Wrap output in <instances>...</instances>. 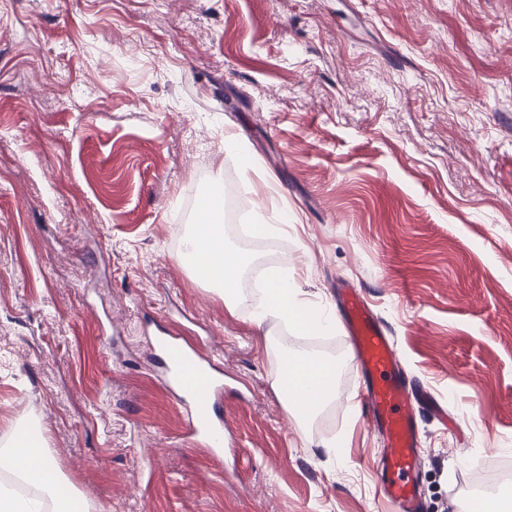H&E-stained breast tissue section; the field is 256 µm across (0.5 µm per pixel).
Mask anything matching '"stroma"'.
Segmentation results:
<instances>
[{
    "label": "stroma",
    "instance_id": "35a3bbf8",
    "mask_svg": "<svg viewBox=\"0 0 512 512\" xmlns=\"http://www.w3.org/2000/svg\"><path fill=\"white\" fill-rule=\"evenodd\" d=\"M217 183L232 244L243 190L288 223L257 266L388 325L441 405L416 416L425 512H465L512 459V0H0V444L38 422L93 512H386L343 330L228 311L180 262ZM155 320L222 363L223 455ZM270 338L344 361L308 430Z\"/></svg>",
    "mask_w": 512,
    "mask_h": 512
}]
</instances>
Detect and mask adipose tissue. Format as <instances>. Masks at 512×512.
I'll list each match as a JSON object with an SVG mask.
<instances>
[{
  "mask_svg": "<svg viewBox=\"0 0 512 512\" xmlns=\"http://www.w3.org/2000/svg\"><path fill=\"white\" fill-rule=\"evenodd\" d=\"M179 256L191 263L197 278L223 295L227 309L237 308L239 279L254 259L227 244L220 211L212 207L200 216L196 230L184 237ZM297 295L287 269L272 271L255 321L273 316L300 331L334 329V316L321 308H308ZM275 354L280 361L274 381L279 397L299 425L309 427L336 400L341 361L308 352L291 353L284 347L276 348ZM0 470L14 479L13 486L0 487V512H90L83 495L65 488L52 458L29 426L19 425L9 442L0 446ZM21 484L35 487V494L19 493Z\"/></svg>",
  "mask_w": 512,
  "mask_h": 512,
  "instance_id": "ef3b65f1",
  "label": "adipose tissue"
}]
</instances>
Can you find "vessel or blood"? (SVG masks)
Instances as JSON below:
<instances>
[{
  "mask_svg": "<svg viewBox=\"0 0 512 512\" xmlns=\"http://www.w3.org/2000/svg\"><path fill=\"white\" fill-rule=\"evenodd\" d=\"M341 312L357 373L363 378L359 385L362 400L371 422L382 430L387 443L381 459L380 494L392 512H419L416 411L424 391L407 382L387 328L355 290L343 289ZM154 340L167 380L191 398L193 434L213 451H221L225 444L224 426L214 418L213 409L224 391L223 373L195 386L180 376L188 359L179 338L161 330Z\"/></svg>",
  "mask_w": 512,
  "mask_h": 512,
  "instance_id": "b4317fda",
  "label": "vessel or blood"
}]
</instances>
